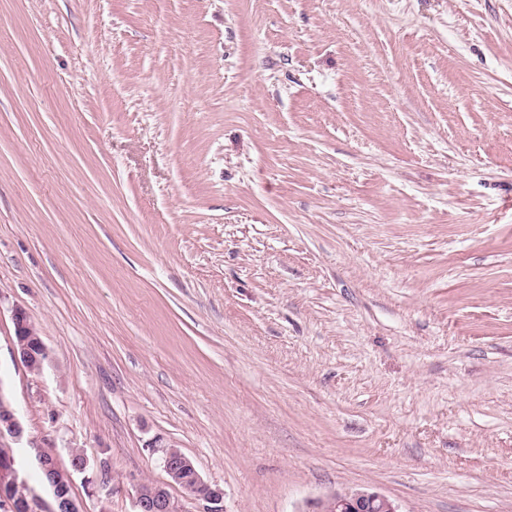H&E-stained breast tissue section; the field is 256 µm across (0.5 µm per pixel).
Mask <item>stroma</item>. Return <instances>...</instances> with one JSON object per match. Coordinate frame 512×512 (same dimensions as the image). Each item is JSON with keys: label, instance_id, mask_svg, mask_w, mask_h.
Listing matches in <instances>:
<instances>
[{"label": "stroma", "instance_id": "1", "mask_svg": "<svg viewBox=\"0 0 512 512\" xmlns=\"http://www.w3.org/2000/svg\"><path fill=\"white\" fill-rule=\"evenodd\" d=\"M0 390L86 512L156 437L224 512H512V0H0ZM15 325L14 353L32 373H39L48 360V351L26 312L16 308L13 313ZM311 506L305 512H401L388 497L366 488L335 491Z\"/></svg>", "mask_w": 512, "mask_h": 512}]
</instances>
